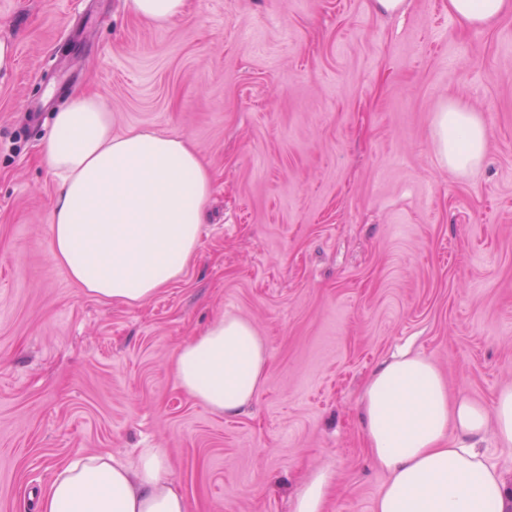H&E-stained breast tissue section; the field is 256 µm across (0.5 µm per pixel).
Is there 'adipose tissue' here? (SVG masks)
<instances>
[{
    "instance_id": "ef3b65f1",
    "label": "adipose tissue",
    "mask_w": 512,
    "mask_h": 512,
    "mask_svg": "<svg viewBox=\"0 0 512 512\" xmlns=\"http://www.w3.org/2000/svg\"><path fill=\"white\" fill-rule=\"evenodd\" d=\"M512 12V0H448L461 28L478 30ZM444 166L466 174L483 159L479 113L452 100L437 116ZM42 160L56 179L51 252L71 280L97 299L138 306L181 280L196 258L213 181L184 138L149 130L112 132L96 97L76 96L53 113ZM267 350L255 326L235 315L212 322L174 356L176 384L227 416L257 394ZM364 436L388 474L375 512H512V479L487 463V432L512 445V388L493 407L461 395L425 356L382 363L363 394ZM40 512H186L159 448L130 465L107 455L69 462L44 493Z\"/></svg>"
}]
</instances>
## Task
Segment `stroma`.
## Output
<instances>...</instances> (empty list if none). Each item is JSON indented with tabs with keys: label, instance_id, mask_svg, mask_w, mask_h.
<instances>
[{
	"label": "stroma",
	"instance_id": "1",
	"mask_svg": "<svg viewBox=\"0 0 512 512\" xmlns=\"http://www.w3.org/2000/svg\"><path fill=\"white\" fill-rule=\"evenodd\" d=\"M191 0L150 26L126 0H0V512H37L59 468L163 449L188 512H375L387 476L360 399L401 350L450 395L512 387V13L464 31L447 0ZM97 95L112 132L176 134L213 193L196 262L137 307L78 288L50 250L51 114ZM483 118L480 167L441 164L435 121ZM251 321L265 380L240 414L191 400L176 350L215 319ZM334 481L329 470H318L298 492L294 512H324L326 494Z\"/></svg>",
	"mask_w": 512,
	"mask_h": 512
}]
</instances>
